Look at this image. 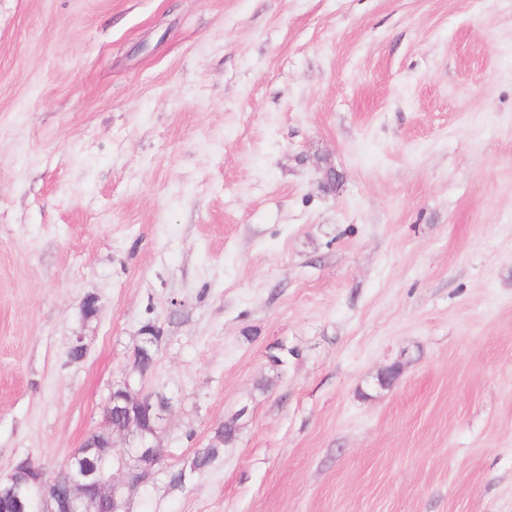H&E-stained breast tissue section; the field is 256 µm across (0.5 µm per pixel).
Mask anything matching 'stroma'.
Segmentation results:
<instances>
[{"instance_id": "stroma-1", "label": "stroma", "mask_w": 512, "mask_h": 512, "mask_svg": "<svg viewBox=\"0 0 512 512\" xmlns=\"http://www.w3.org/2000/svg\"><path fill=\"white\" fill-rule=\"evenodd\" d=\"M126 378L129 512H512V0H0V476ZM123 390V396L120 399L123 406H117L114 418L112 417V431L126 432L130 436H135L134 429L139 424L151 419H164L166 407H161L158 403V395L136 394L131 392L129 379H124L119 385ZM219 449L215 445L196 449L190 460L184 462L180 467L169 469V486L182 489L195 475L209 471L219 458Z\"/></svg>"}]
</instances>
